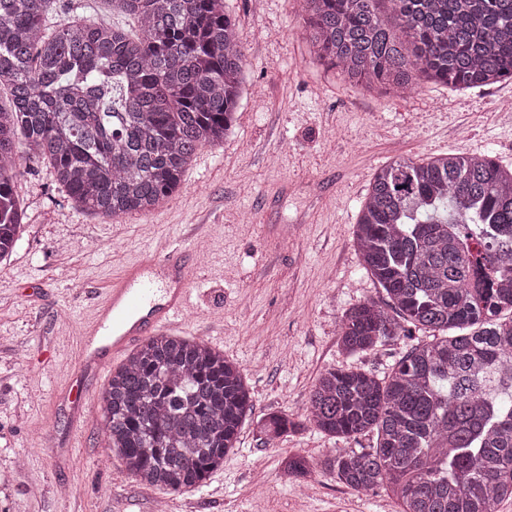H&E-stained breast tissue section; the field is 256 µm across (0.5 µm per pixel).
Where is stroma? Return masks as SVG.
<instances>
[{"mask_svg":"<svg viewBox=\"0 0 512 512\" xmlns=\"http://www.w3.org/2000/svg\"><path fill=\"white\" fill-rule=\"evenodd\" d=\"M241 27L243 94L232 134L204 148L158 211L112 224L77 211L49 165L18 145L16 193L26 231L0 262V512H399L378 489L355 495L326 457L372 445L329 437L305 419L330 367L384 374L406 350L395 339L349 356L342 313L383 294L362 269L354 224L380 165L448 152L495 153L512 167V82L456 91L425 83L398 97L344 82L313 60L294 0H224ZM198 254L182 338L238 362L254 418L202 488L164 494L140 485L106 448L101 408L67 397L80 330L113 276L158 241ZM294 427L265 444L256 421ZM306 473L285 476L287 459Z\"/></svg>","mask_w":512,"mask_h":512,"instance_id":"obj_1","label":"stroma"}]
</instances>
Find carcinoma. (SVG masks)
I'll use <instances>...</instances> for the list:
<instances>
[{"instance_id":"carcinoma-1","label":"carcinoma","mask_w":512,"mask_h":512,"mask_svg":"<svg viewBox=\"0 0 512 512\" xmlns=\"http://www.w3.org/2000/svg\"><path fill=\"white\" fill-rule=\"evenodd\" d=\"M133 33L54 0H0V262L25 230L15 148L24 139L86 213L148 215L199 151L232 132L245 51L224 0H109ZM316 59L348 83L397 95L512 81V0H299ZM386 295L347 310L349 355L410 340L382 378L320 373L307 421L369 448L328 460L355 494L387 488L400 512H498L512 498V169L488 153L379 167L353 231ZM432 333L414 340L413 331ZM109 452L143 486H204L254 413L246 374L203 341L151 336L103 394ZM266 442L288 416L257 421Z\"/></svg>"}]
</instances>
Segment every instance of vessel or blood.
Wrapping results in <instances>:
<instances>
[{
    "instance_id": "1",
    "label": "vessel or blood",
    "mask_w": 512,
    "mask_h": 512,
    "mask_svg": "<svg viewBox=\"0 0 512 512\" xmlns=\"http://www.w3.org/2000/svg\"><path fill=\"white\" fill-rule=\"evenodd\" d=\"M197 254L167 248L129 264L113 278L82 330L80 367L98 374L112 358L156 333L181 326Z\"/></svg>"
}]
</instances>
